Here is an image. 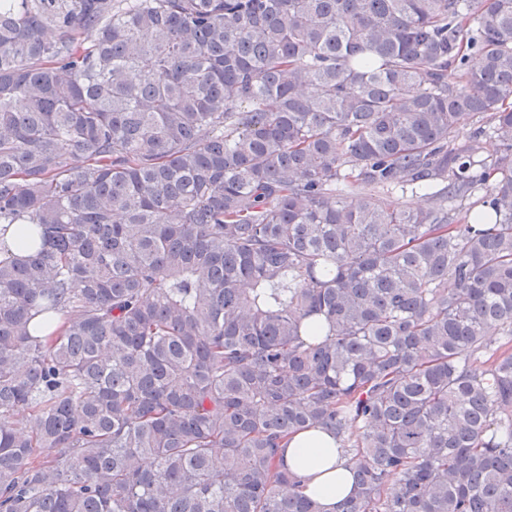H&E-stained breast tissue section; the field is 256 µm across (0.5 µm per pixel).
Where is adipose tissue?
<instances>
[{"label": "adipose tissue", "mask_w": 512, "mask_h": 512, "mask_svg": "<svg viewBox=\"0 0 512 512\" xmlns=\"http://www.w3.org/2000/svg\"><path fill=\"white\" fill-rule=\"evenodd\" d=\"M280 454L285 466L302 477L305 494L319 502L323 512H335L350 495L348 470L332 434L319 429L300 431Z\"/></svg>", "instance_id": "adipose-tissue-1"}]
</instances>
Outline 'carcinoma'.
Masks as SVG:
<instances>
[{
	"instance_id": "cac0c4a2",
	"label": "carcinoma",
	"mask_w": 512,
	"mask_h": 512,
	"mask_svg": "<svg viewBox=\"0 0 512 512\" xmlns=\"http://www.w3.org/2000/svg\"><path fill=\"white\" fill-rule=\"evenodd\" d=\"M9 229L0 512H512V0H0ZM426 191L420 188H414L411 186L405 188L395 187L390 189L388 192L385 191L384 195L387 199L394 202H403L413 207L421 206L424 201L428 203V198L425 195ZM279 454L284 465L302 477L304 493L319 502L324 512H334L351 494L345 459L332 434L319 429L299 431Z\"/></svg>"
}]
</instances>
